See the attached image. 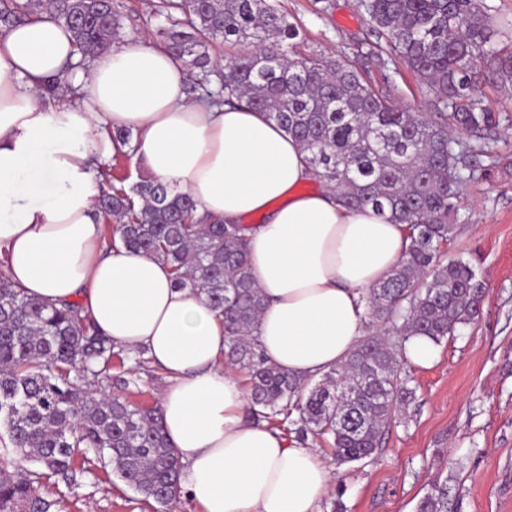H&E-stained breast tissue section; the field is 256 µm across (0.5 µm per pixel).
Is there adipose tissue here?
Segmentation results:
<instances>
[{
  "label": "adipose tissue",
  "mask_w": 512,
  "mask_h": 512,
  "mask_svg": "<svg viewBox=\"0 0 512 512\" xmlns=\"http://www.w3.org/2000/svg\"><path fill=\"white\" fill-rule=\"evenodd\" d=\"M67 28L49 12L0 36V249L26 294L76 301L102 332L167 375L166 439L182 491L202 512H318L337 480L317 450L243 415L245 388L224 361V327L168 264L103 251L93 208L97 169L129 127L153 176L206 216L248 226V261L264 299L258 335L289 374L318 377L365 334L360 297L403 258L406 225L350 211L314 181L300 144L262 113L187 98L184 66L145 37H125L75 68ZM69 76L79 106L45 91Z\"/></svg>",
  "instance_id": "adipose-tissue-1"
}]
</instances>
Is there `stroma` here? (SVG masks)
Here are the masks:
<instances>
[{
    "mask_svg": "<svg viewBox=\"0 0 512 512\" xmlns=\"http://www.w3.org/2000/svg\"><path fill=\"white\" fill-rule=\"evenodd\" d=\"M124 3V34L157 38L166 24L158 0ZM282 3L300 24L304 53L338 58L371 39L362 0ZM370 77L386 82L396 101L430 111L404 65L385 75L371 70ZM482 91L500 124L491 154L475 156L446 250L482 273L488 295L476 321L438 345L434 363L406 365L414 400L376 455L340 465L319 512H331L337 500L347 512H415L437 476L448 481V512H512V88L486 84ZM39 494L54 501L53 512H155L107 467L78 474L69 487L44 482Z\"/></svg>",
    "mask_w": 512,
    "mask_h": 512,
    "instance_id": "stroma-1",
    "label": "stroma"
}]
</instances>
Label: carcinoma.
I'll use <instances>...</instances> for the list:
<instances>
[{
    "label": "carcinoma",
    "mask_w": 512,
    "mask_h": 512,
    "mask_svg": "<svg viewBox=\"0 0 512 512\" xmlns=\"http://www.w3.org/2000/svg\"><path fill=\"white\" fill-rule=\"evenodd\" d=\"M376 41L369 52L332 59L304 55L297 22L281 0H161L162 45L186 69L215 67L222 102L244 103L294 138L318 179L349 210L369 208L408 227L405 257L361 297L370 333L316 382L283 371L257 335L263 308L247 263L244 224L198 215L197 202L153 176L110 184L95 202L111 242L162 259L175 286L188 289L224 323V360L245 374V417L266 421L294 439L321 437L341 463L378 452L396 412L413 398L407 344H435L473 322L488 294L469 263L443 257L455 232L456 201L472 170L455 150L454 133L486 144L499 113L484 104L477 77L512 85V46L478 0H365ZM51 11L87 61L108 50L124 28L122 0H0V30ZM221 41L234 51L211 60ZM402 60L432 96V112L394 102L367 80L366 61ZM102 334L78 302L30 297L0 272V512H51L38 494L45 480L66 485L97 462L146 502L170 507L181 497L183 465L164 435L159 407L93 389L112 378L137 385L147 363ZM84 449L82 467L76 449ZM35 465L31 469L27 464ZM416 512H448V481H436Z\"/></svg>",
    "instance_id": "obj_1"
}]
</instances>
